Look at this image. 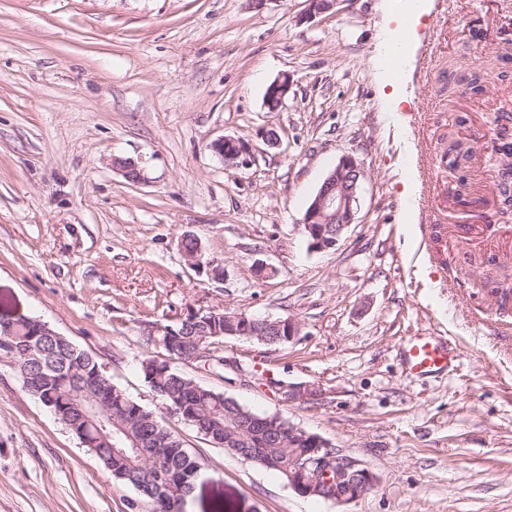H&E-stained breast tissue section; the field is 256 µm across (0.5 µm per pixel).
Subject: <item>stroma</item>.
Returning a JSON list of instances; mask_svg holds the SVG:
<instances>
[{"instance_id":"stroma-1","label":"stroma","mask_w":512,"mask_h":512,"mask_svg":"<svg viewBox=\"0 0 512 512\" xmlns=\"http://www.w3.org/2000/svg\"><path fill=\"white\" fill-rule=\"evenodd\" d=\"M404 112L385 116L376 46L396 22L384 0H0V318L48 324L144 409L153 327L191 308L295 319L280 345L229 338L227 366L180 369L253 411L280 415L377 477L357 501L295 493L277 471L232 455L181 418L198 462L185 512H512V223L492 205L459 212L449 135L512 118V63L456 96L464 71L512 33V0H428ZM290 76L277 111L267 86ZM275 132L278 146L263 139ZM223 137L256 148L225 166ZM430 156L428 208L407 206L414 149ZM367 178L353 224L310 247L305 211L344 155ZM116 157L145 170L133 183ZM440 235L420 254V223ZM470 225L450 240L444 229ZM196 237L223 273L190 267ZM510 335L494 334V327ZM445 338L448 373L401 362L410 336ZM318 388L287 403L253 371ZM136 510H129V503ZM0 360V512H150Z\"/></svg>"}]
</instances>
